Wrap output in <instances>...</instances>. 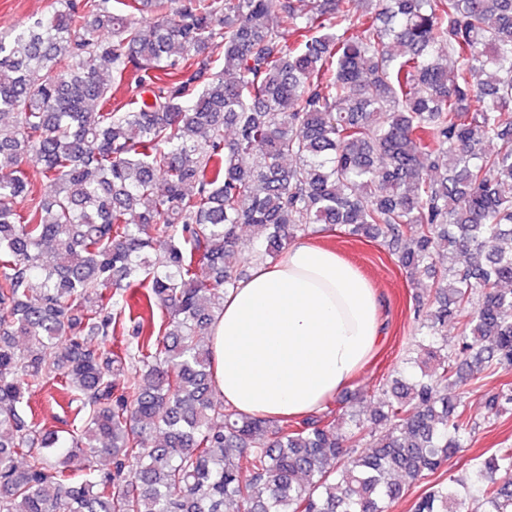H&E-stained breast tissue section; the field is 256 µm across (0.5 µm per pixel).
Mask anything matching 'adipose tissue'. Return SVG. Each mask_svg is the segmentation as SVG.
Segmentation results:
<instances>
[{"label":"adipose tissue","instance_id":"ef3b65f1","mask_svg":"<svg viewBox=\"0 0 512 512\" xmlns=\"http://www.w3.org/2000/svg\"><path fill=\"white\" fill-rule=\"evenodd\" d=\"M380 334L368 281L336 251L299 241L225 294L211 326L215 387L240 414L300 418L349 385Z\"/></svg>","mask_w":512,"mask_h":512}]
</instances>
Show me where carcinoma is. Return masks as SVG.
I'll return each instance as SVG.
<instances>
[{
    "mask_svg": "<svg viewBox=\"0 0 512 512\" xmlns=\"http://www.w3.org/2000/svg\"><path fill=\"white\" fill-rule=\"evenodd\" d=\"M131 2L159 17L54 0L0 30V512H388L467 447L465 395L512 371V0ZM313 224L433 277L418 355L369 411L226 410L208 336L238 230L266 261ZM50 384L64 435L24 407ZM484 409L512 415V381ZM479 468L412 512H512V447Z\"/></svg>",
    "mask_w": 512,
    "mask_h": 512,
    "instance_id": "obj_1",
    "label": "carcinoma"
}]
</instances>
